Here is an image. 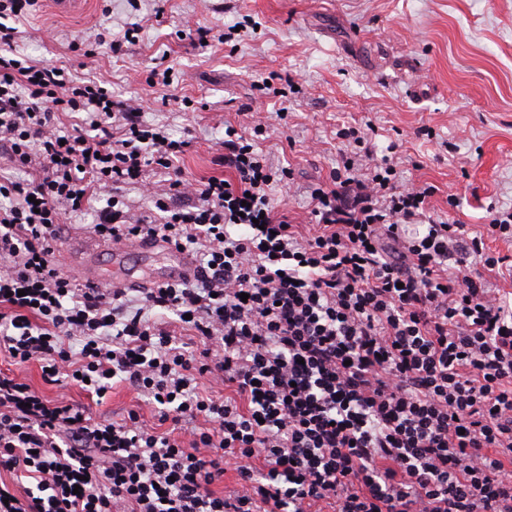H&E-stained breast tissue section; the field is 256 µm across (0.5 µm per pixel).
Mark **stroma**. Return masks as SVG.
I'll use <instances>...</instances> for the list:
<instances>
[{
    "instance_id": "stroma-1",
    "label": "stroma",
    "mask_w": 512,
    "mask_h": 512,
    "mask_svg": "<svg viewBox=\"0 0 512 512\" xmlns=\"http://www.w3.org/2000/svg\"><path fill=\"white\" fill-rule=\"evenodd\" d=\"M163 18H155L156 7ZM139 23L119 51L102 29ZM210 28L208 46L185 32ZM17 50L64 64L143 112L170 138L190 140V179L222 174L226 127L262 126L256 149L289 174L270 196L293 223L311 224V195L345 157L391 154L403 186L433 187L428 209L482 231L512 208V0H82L64 14L38 0ZM71 218L55 259L77 284L94 258L112 287L168 280L176 252L110 254L91 233L99 208ZM93 416L121 419L142 393L113 384Z\"/></svg>"
}]
</instances>
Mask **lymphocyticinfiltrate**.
<instances>
[{
  "instance_id": "1",
  "label": "lymphocytic infiltrate",
  "mask_w": 512,
  "mask_h": 512,
  "mask_svg": "<svg viewBox=\"0 0 512 512\" xmlns=\"http://www.w3.org/2000/svg\"><path fill=\"white\" fill-rule=\"evenodd\" d=\"M36 3L0 0V156L36 173L0 183V356L100 399L125 382L156 422L95 421L1 371L0 512H512V304L486 286L512 263L484 251L512 239V210L475 236L429 214L430 188L397 186L389 158L360 179L349 157L313 194L314 224H294L232 127L227 177L186 179L187 142L17 55L6 20ZM69 112L84 125L59 132ZM130 186L154 208H134ZM105 188L100 237L195 254L192 276L135 300L72 283L60 226ZM464 250L475 275L451 263ZM228 456L239 485L220 491Z\"/></svg>"
}]
</instances>
